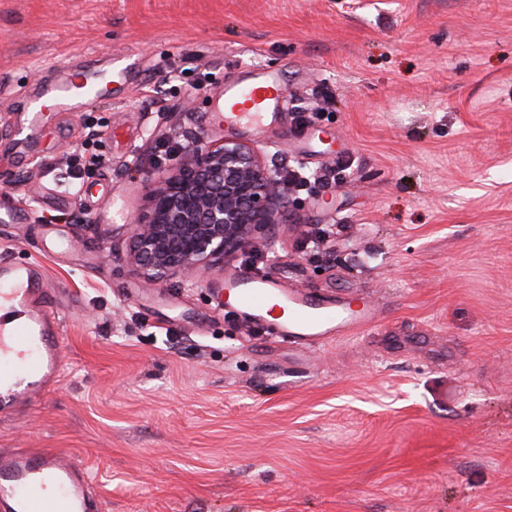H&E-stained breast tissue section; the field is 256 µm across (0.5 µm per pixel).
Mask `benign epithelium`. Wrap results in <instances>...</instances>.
Listing matches in <instances>:
<instances>
[{
	"instance_id": "obj_1",
	"label": "benign epithelium",
	"mask_w": 512,
	"mask_h": 512,
	"mask_svg": "<svg viewBox=\"0 0 512 512\" xmlns=\"http://www.w3.org/2000/svg\"><path fill=\"white\" fill-rule=\"evenodd\" d=\"M144 184L129 263L148 284L204 276L266 238L286 207L275 166L238 140L199 137Z\"/></svg>"
}]
</instances>
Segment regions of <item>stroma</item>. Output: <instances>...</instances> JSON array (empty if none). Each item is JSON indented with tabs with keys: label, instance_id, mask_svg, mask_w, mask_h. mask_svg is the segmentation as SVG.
I'll return each instance as SVG.
<instances>
[{
	"label": "stroma",
	"instance_id": "35a3bbf8",
	"mask_svg": "<svg viewBox=\"0 0 512 512\" xmlns=\"http://www.w3.org/2000/svg\"><path fill=\"white\" fill-rule=\"evenodd\" d=\"M117 56L136 69L108 94L21 123L44 80ZM247 64L285 120L212 124ZM303 110L333 156L297 154ZM199 135L341 164L260 269L367 297L370 329L302 350L242 323L243 252L197 283L132 272L156 142ZM0 208L27 214L0 255L67 300L62 374L0 448L84 464L103 512H512V0H0Z\"/></svg>",
	"mask_w": 512,
	"mask_h": 512
}]
</instances>
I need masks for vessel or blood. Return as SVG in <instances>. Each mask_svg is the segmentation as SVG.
<instances>
[{
    "label": "vessel or blood",
    "instance_id": "1",
    "mask_svg": "<svg viewBox=\"0 0 512 512\" xmlns=\"http://www.w3.org/2000/svg\"><path fill=\"white\" fill-rule=\"evenodd\" d=\"M105 77L88 69L48 85L30 103L33 123L47 113L94 96ZM286 88L277 76L254 70L248 81L227 85L216 117L228 126L281 121ZM224 297L250 322L299 348L372 326L379 317L370 301L328 303L304 290H289L269 277L236 275L224 280ZM59 302L41 269L0 258V415L32 405L62 373ZM87 467L63 462L49 449L0 448V512H101Z\"/></svg>",
    "mask_w": 512,
    "mask_h": 512
}]
</instances>
